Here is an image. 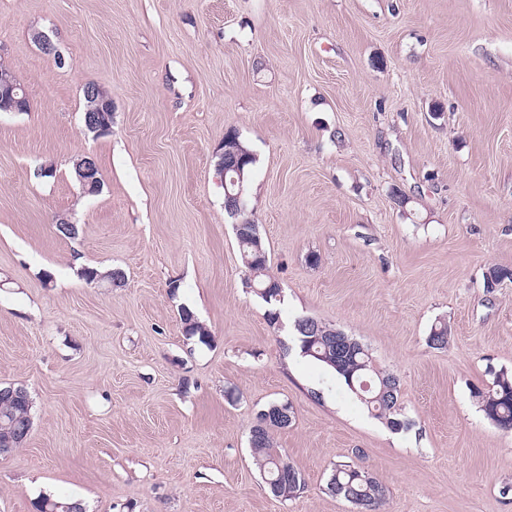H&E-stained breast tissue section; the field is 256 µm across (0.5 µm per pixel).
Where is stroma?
I'll use <instances>...</instances> for the list:
<instances>
[{
  "label": "stroma",
  "mask_w": 512,
  "mask_h": 512,
  "mask_svg": "<svg viewBox=\"0 0 512 512\" xmlns=\"http://www.w3.org/2000/svg\"><path fill=\"white\" fill-rule=\"evenodd\" d=\"M0 63L31 102L0 112V384L33 399L0 512H356L325 490L338 464L385 485L383 512H512V431L474 396L512 373V282L486 285L512 269V0H0ZM89 84L108 134L83 128ZM231 128L256 157L274 324L215 174ZM79 261L124 278L88 283ZM302 316L398 378L407 430L288 348ZM285 402L289 499L248 447ZM97 162L93 155L85 154L76 160L74 173L82 189L95 194L100 191L101 181L97 176ZM180 320L183 324V332L186 339L197 338V341L201 344H209L210 334L206 330L205 327L199 325L196 321L193 313L187 309L183 308L181 310Z\"/></svg>",
  "instance_id": "1"
}]
</instances>
